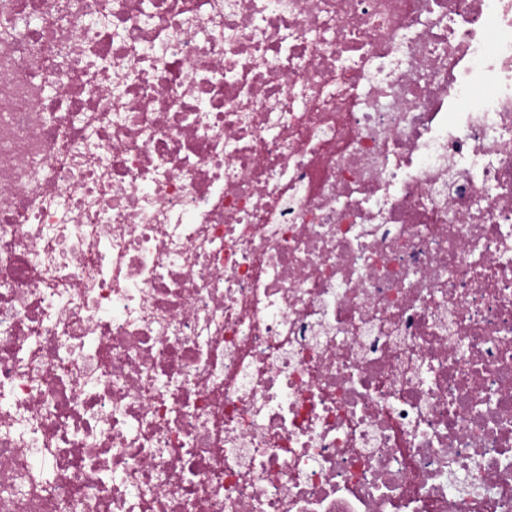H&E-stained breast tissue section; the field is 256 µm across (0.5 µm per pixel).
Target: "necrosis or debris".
Returning a JSON list of instances; mask_svg holds the SVG:
<instances>
[{
    "label": "necrosis or debris",
    "instance_id": "necrosis-or-debris-1",
    "mask_svg": "<svg viewBox=\"0 0 512 512\" xmlns=\"http://www.w3.org/2000/svg\"><path fill=\"white\" fill-rule=\"evenodd\" d=\"M0 512H512V0H0Z\"/></svg>",
    "mask_w": 512,
    "mask_h": 512
}]
</instances>
